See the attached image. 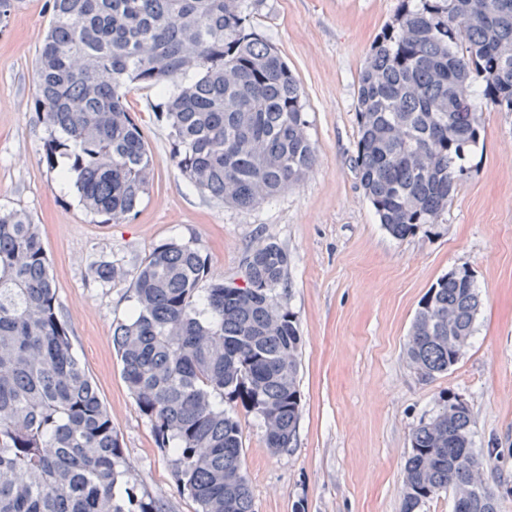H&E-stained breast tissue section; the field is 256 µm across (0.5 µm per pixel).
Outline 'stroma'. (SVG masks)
I'll return each instance as SVG.
<instances>
[{
    "label": "stroma",
    "mask_w": 512,
    "mask_h": 512,
    "mask_svg": "<svg viewBox=\"0 0 512 512\" xmlns=\"http://www.w3.org/2000/svg\"><path fill=\"white\" fill-rule=\"evenodd\" d=\"M251 29L298 78L317 155L305 179L273 202L240 210L188 186L158 121L155 91L130 85L127 104L152 156L153 187L135 215L105 224L84 210L72 182L48 165L35 108V61L51 0H18L0 25V207L39 226L58 283L73 351L112 417L138 493L163 512H196L131 395L112 344L135 306L127 279L99 281L92 266L134 269L157 246L192 242L209 275L228 283L247 253L277 242L288 254L286 294L302 346L301 413L283 452L266 446L261 418L226 408L243 430V467L255 512H401L412 433L450 394L470 409L473 440L497 512H512V112L481 97L470 173L439 223L405 239L380 224L355 165L359 75L400 0H249ZM466 267L481 297L474 332L448 372L422 376L406 353L419 304Z\"/></svg>",
    "instance_id": "obj_1"
}]
</instances>
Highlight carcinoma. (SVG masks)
<instances>
[{
  "label": "carcinoma",
  "mask_w": 512,
  "mask_h": 512,
  "mask_svg": "<svg viewBox=\"0 0 512 512\" xmlns=\"http://www.w3.org/2000/svg\"><path fill=\"white\" fill-rule=\"evenodd\" d=\"M247 0H52L36 59L46 160H71L84 209L130 216L152 185L144 134L126 84L166 97L157 119L188 182L209 197L252 208L304 178L316 162L303 91L277 49L250 30ZM512 111V0H402L360 73L356 165L366 197L395 238L447 209L479 144L471 99ZM103 281L131 277L132 317L113 344L139 411L172 454L180 489L198 512H254L242 468L243 436L224 400L260 418L281 451L301 409V336L277 299L288 254L274 241L244 262L249 287L208 279L187 242L156 247L133 271L99 265ZM38 226L0 209V512H162L131 485L112 419L72 351ZM481 305L472 272L442 277L414 317L407 355L426 376L459 357L448 336H472ZM468 407L413 432L402 512L441 491L475 485L465 510L497 512L480 479Z\"/></svg>",
  "instance_id": "carcinoma-1"
}]
</instances>
